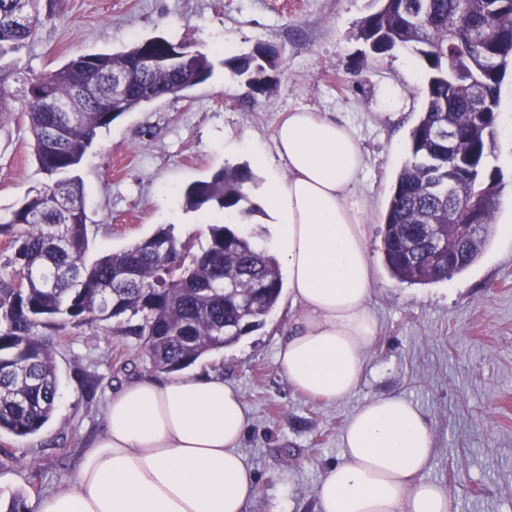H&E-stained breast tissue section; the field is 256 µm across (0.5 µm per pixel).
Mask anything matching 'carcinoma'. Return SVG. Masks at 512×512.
I'll return each instance as SVG.
<instances>
[{"label": "carcinoma", "instance_id": "carcinoma-1", "mask_svg": "<svg viewBox=\"0 0 512 512\" xmlns=\"http://www.w3.org/2000/svg\"><path fill=\"white\" fill-rule=\"evenodd\" d=\"M355 38L374 54L415 51L426 71L425 97L410 132L408 162L394 177L383 215L382 254L392 278L409 284L447 281L482 255L495 232L502 187L486 180L500 86L512 68V0H372ZM52 18L42 0H0V112H20L46 178L28 192L0 235L13 268L0 277V433L26 438L50 421L58 392L55 344L67 328L108 322L116 336L143 341L151 366L184 370L264 324L282 292L278 265L239 229L211 224L206 244L175 237L170 225L129 247L89 261L87 215L75 170L98 133L153 98L179 99L211 75L206 53L182 44L172 69H133L142 53L165 55L163 38L116 53L78 54L46 75L22 73L18 54ZM232 75L264 91L282 72L279 52L259 44L225 61ZM130 86L112 102V76ZM23 81L22 98L9 82ZM149 88L145 94L143 88ZM118 111H112V106ZM457 134L448 140V128ZM246 167H224L184 194L192 209L215 206L247 217ZM484 230L473 244L434 225L470 222ZM459 253L448 264V253Z\"/></svg>", "mask_w": 512, "mask_h": 512}]
</instances>
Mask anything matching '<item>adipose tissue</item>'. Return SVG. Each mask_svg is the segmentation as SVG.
<instances>
[{"instance_id":"ef3b65f1","label":"adipose tissue","mask_w":512,"mask_h":512,"mask_svg":"<svg viewBox=\"0 0 512 512\" xmlns=\"http://www.w3.org/2000/svg\"><path fill=\"white\" fill-rule=\"evenodd\" d=\"M263 204L269 254L288 273L295 312L277 365L295 390L328 402L359 387L378 334L369 305L377 272L366 241L365 175L350 129L316 112L289 113ZM249 416L222 374L145 376L109 398L104 428L66 487L39 495L35 512H244L258 493L240 451ZM340 463L325 466L317 512H457L446 487L424 479L434 429L413 402L376 396L350 416Z\"/></svg>"}]
</instances>
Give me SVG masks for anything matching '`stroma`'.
<instances>
[{
    "label": "stroma",
    "instance_id": "35a3bbf8",
    "mask_svg": "<svg viewBox=\"0 0 512 512\" xmlns=\"http://www.w3.org/2000/svg\"><path fill=\"white\" fill-rule=\"evenodd\" d=\"M371 0H43L53 18L22 51L24 70L50 73L80 53L118 52L153 37L206 53L210 78L183 99L151 102L99 132L77 174L89 217L88 258L124 249L172 225L178 238L205 241L223 220L190 209L186 188L222 167L249 168L255 202L268 171L287 177L275 149L278 126L305 109L349 126L365 158L356 192L367 205V247L378 271L370 305L379 334L368 372L348 399L329 403L297 392L276 364L292 314L281 298L264 325L200 359L241 397L250 426L241 451L258 495L247 512H314L323 469L342 458L341 433L374 396L419 405L435 432L425 479L447 487L459 512H512V70L501 85L490 166L502 183L497 232L481 257L451 280L410 285L392 278L382 254V215L423 105L426 75L413 52L364 53L355 24ZM276 47L285 71L272 92L232 78L227 59L257 44ZM22 114L0 113V218L42 187ZM59 388L52 418L29 438L0 435L17 462L0 469V502L26 489V462L48 490L65 486L103 429L112 392L152 375L141 341L106 323L71 329L54 353ZM98 382L86 401L75 376Z\"/></svg>",
    "mask_w": 512,
    "mask_h": 512
}]
</instances>
